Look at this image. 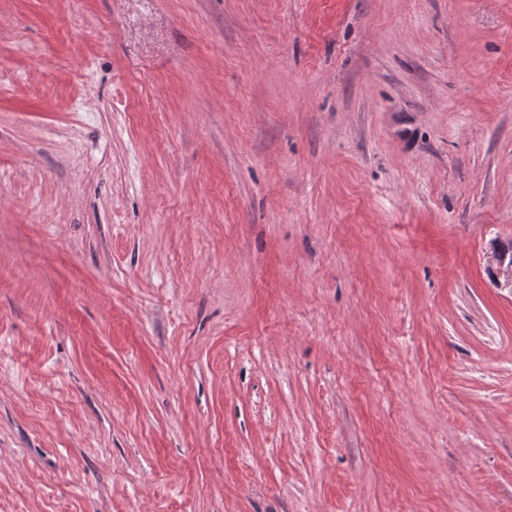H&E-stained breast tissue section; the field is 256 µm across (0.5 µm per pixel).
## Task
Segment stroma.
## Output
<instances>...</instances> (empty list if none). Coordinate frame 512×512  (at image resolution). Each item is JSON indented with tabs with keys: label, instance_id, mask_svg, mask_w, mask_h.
Returning <instances> with one entry per match:
<instances>
[{
	"label": "stroma",
	"instance_id": "obj_1",
	"mask_svg": "<svg viewBox=\"0 0 512 512\" xmlns=\"http://www.w3.org/2000/svg\"><path fill=\"white\" fill-rule=\"evenodd\" d=\"M512 0H0V512H512ZM489 269L494 273L495 280L500 288H510L512 291V260H508L499 250L492 247L487 256Z\"/></svg>",
	"mask_w": 512,
	"mask_h": 512
}]
</instances>
